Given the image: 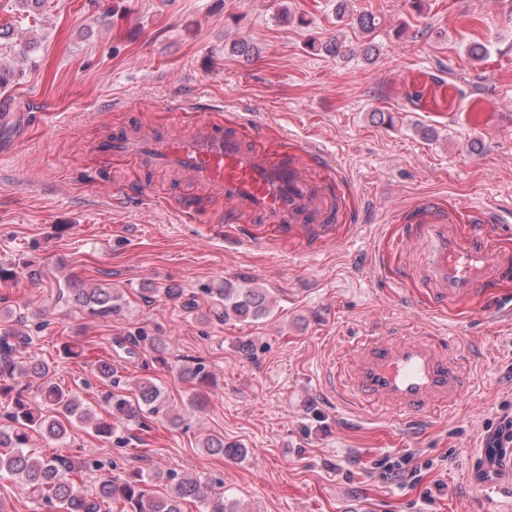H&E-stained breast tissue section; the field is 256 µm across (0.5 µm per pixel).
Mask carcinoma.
<instances>
[{
	"label": "carcinoma",
	"mask_w": 512,
	"mask_h": 512,
	"mask_svg": "<svg viewBox=\"0 0 512 512\" xmlns=\"http://www.w3.org/2000/svg\"><path fill=\"white\" fill-rule=\"evenodd\" d=\"M69 297L94 315H117L122 311V294L108 286L84 288L73 285ZM218 302L213 315L230 320L259 319L269 312L266 294L260 288H235L231 285L216 289ZM10 313L0 309V396L9 400L0 425V478L8 477L37 492L38 498L54 512H183L189 499L200 504L202 512H241L239 503L224 498V492L214 491L208 483L192 474L171 477L164 493L153 491L151 477L140 469L122 475L105 469L102 462L91 458H74L56 453L46 455L31 449L33 436L65 447L73 434L74 422L88 424L106 437L115 434L112 421L127 425L139 424L149 416L163 415L177 427L181 418L169 412L161 389L150 379L139 382L137 394L129 398L121 387L112 360L101 359L96 375L106 391L100 400L108 419L86 407L71 390H64L52 379V367L43 360L26 363L16 360L18 347L31 343V337L9 325ZM25 385L16 387V379ZM210 455L238 456L241 448L224 444V438L210 435L202 444ZM86 473L96 474L94 490L77 486L75 478Z\"/></svg>",
	"instance_id": "cac0c4a2"
}]
</instances>
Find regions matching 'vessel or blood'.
I'll return each instance as SVG.
<instances>
[{"instance_id": "vessel-or-blood-1", "label": "vessel or blood", "mask_w": 512, "mask_h": 512, "mask_svg": "<svg viewBox=\"0 0 512 512\" xmlns=\"http://www.w3.org/2000/svg\"><path fill=\"white\" fill-rule=\"evenodd\" d=\"M171 122L181 135L138 131L95 147L116 160L177 169L208 187L226 205L225 222L254 220V228L241 237L246 245L283 238L318 248L334 241L332 196L312 182L304 163L272 154L257 144L255 134L219 130L203 114L188 123L175 112ZM419 209L408 238L418 244L422 261L405 265L404 271L425 288L431 308L446 310L512 275V253L493 247L486 224L463 231L434 202H422ZM337 380L353 403L393 414L403 426L456 405L471 386L467 366L451 344L413 334L365 337L338 366ZM496 470L512 474L511 453H496L493 462L471 474L485 485Z\"/></svg>"}]
</instances>
